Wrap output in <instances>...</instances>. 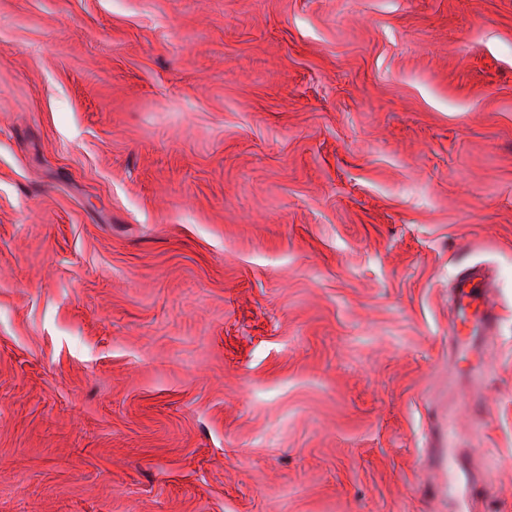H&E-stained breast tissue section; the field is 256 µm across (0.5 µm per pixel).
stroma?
Instances as JSON below:
<instances>
[{"mask_svg":"<svg viewBox=\"0 0 512 512\" xmlns=\"http://www.w3.org/2000/svg\"><path fill=\"white\" fill-rule=\"evenodd\" d=\"M465 477L512 512V0H0V512H458ZM452 302L454 320L449 342L461 355L483 353L486 337L493 330L499 314L482 275L475 270L461 273L454 282Z\"/></svg>","mask_w":512,"mask_h":512,"instance_id":"1","label":"stroma"}]
</instances>
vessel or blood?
<instances>
[{
  "label": "vessel or blood",
  "instance_id": "b4317fda",
  "mask_svg": "<svg viewBox=\"0 0 512 512\" xmlns=\"http://www.w3.org/2000/svg\"><path fill=\"white\" fill-rule=\"evenodd\" d=\"M452 302L454 320L449 332L451 345L463 355L484 352L486 338L499 314L482 275L474 270L461 273L454 282Z\"/></svg>",
  "mask_w": 512,
  "mask_h": 512
}]
</instances>
